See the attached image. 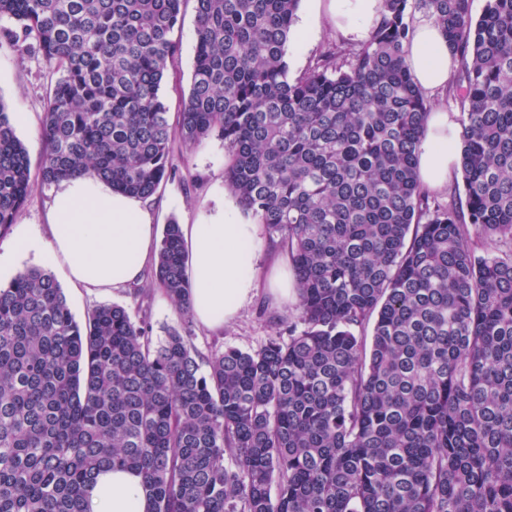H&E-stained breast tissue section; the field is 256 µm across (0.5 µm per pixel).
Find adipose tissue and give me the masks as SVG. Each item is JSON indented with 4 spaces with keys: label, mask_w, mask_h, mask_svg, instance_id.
Wrapping results in <instances>:
<instances>
[{
    "label": "adipose tissue",
    "mask_w": 512,
    "mask_h": 512,
    "mask_svg": "<svg viewBox=\"0 0 512 512\" xmlns=\"http://www.w3.org/2000/svg\"><path fill=\"white\" fill-rule=\"evenodd\" d=\"M312 12L328 8L336 27L352 41L368 38L381 17L382 0H310ZM405 60L425 92L446 90L456 58L433 21L416 23L406 44ZM458 124L453 114H430L418 153L419 177L426 187L446 186L458 163ZM188 257L193 312L211 329L224 327L257 288L260 227L241 220L225 205L205 224L182 230ZM155 241V229L139 199L112 192L96 178L61 182L44 230L17 239L18 252L36 250L62 268L75 286L88 290L120 288L140 280ZM86 512H149L142 480L112 470L89 487Z\"/></svg>",
    "instance_id": "ef3b65f1"
}]
</instances>
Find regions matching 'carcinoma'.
Instances as JSON below:
<instances>
[{"label": "carcinoma", "instance_id": "cac0c4a2", "mask_svg": "<svg viewBox=\"0 0 512 512\" xmlns=\"http://www.w3.org/2000/svg\"><path fill=\"white\" fill-rule=\"evenodd\" d=\"M185 0H0L58 75L32 178L0 101V237L35 181L148 198L170 142H224V183L288 253L298 303L256 352L203 372L117 304L76 320L53 275L0 282V512H85L96 475L152 512H512V0H384L358 44L286 60L300 0H195L192 82L161 86ZM459 62L465 209L421 184L431 102L404 58L415 13ZM154 278L192 312L179 225ZM373 325L370 349L356 332Z\"/></svg>", "mask_w": 512, "mask_h": 512}]
</instances>
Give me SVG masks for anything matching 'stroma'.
Instances as JSON below:
<instances>
[{"instance_id":"1","label":"stroma","mask_w":512,"mask_h":512,"mask_svg":"<svg viewBox=\"0 0 512 512\" xmlns=\"http://www.w3.org/2000/svg\"><path fill=\"white\" fill-rule=\"evenodd\" d=\"M9 19L0 18V102L4 103L17 136L27 148L30 164L39 167L43 142L42 117L48 94L55 78L46 69L40 56L17 50L6 37L12 29ZM196 13L192 0H187L183 23L175 37L180 44L177 63L162 85V94L170 114H177L183 94L188 93L193 74L196 45ZM336 29L328 18H320L305 36L293 39L288 48V75L296 77L312 63L328 37ZM171 162L176 174L167 180L143 204L152 224L164 228L169 221L178 224H204L211 216L223 212L233 197L224 185V166L227 157L223 142L210 137L194 146L181 140L171 144ZM57 191L53 184H36L32 196L19 213L8 238L0 239L6 246L8 239L17 238L48 223L49 212ZM282 253L264 242L257 258L260 286L255 297L244 304L229 324L219 330L204 327L196 318L180 315L154 280L153 264H146L140 281L123 288L89 291L77 288L68 281L60 286L77 321H84L88 311L98 305L118 304L133 318H148L154 338H164L169 331L187 336L200 359H207L212 351L237 348L253 352L260 349L271 336L274 316L287 315L297 302L296 296L277 299L266 286L267 277Z\"/></svg>"}]
</instances>
